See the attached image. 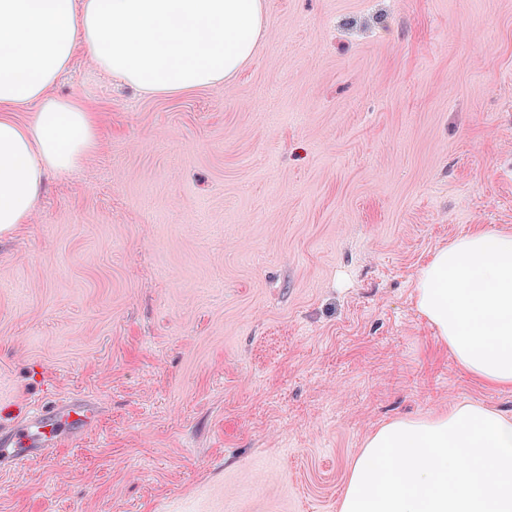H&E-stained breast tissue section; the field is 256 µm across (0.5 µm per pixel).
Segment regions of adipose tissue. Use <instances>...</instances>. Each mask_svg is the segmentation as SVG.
I'll return each mask as SVG.
<instances>
[{
  "instance_id": "obj_1",
  "label": "adipose tissue",
  "mask_w": 512,
  "mask_h": 512,
  "mask_svg": "<svg viewBox=\"0 0 512 512\" xmlns=\"http://www.w3.org/2000/svg\"><path fill=\"white\" fill-rule=\"evenodd\" d=\"M265 6L0 0V233L34 214L47 172L80 167L97 146L94 112L50 93L77 49L148 95L212 87L252 57ZM27 107L31 118L17 120ZM412 297L463 371L512 387V232H470L440 248ZM340 512H512V417L459 403L384 423L350 469Z\"/></svg>"
}]
</instances>
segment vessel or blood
I'll return each mask as SVG.
<instances>
[{
    "mask_svg": "<svg viewBox=\"0 0 512 512\" xmlns=\"http://www.w3.org/2000/svg\"><path fill=\"white\" fill-rule=\"evenodd\" d=\"M97 422L96 409L83 398L41 408L11 429L0 431V463L25 465L50 454L62 442L86 434Z\"/></svg>",
    "mask_w": 512,
    "mask_h": 512,
    "instance_id": "1",
    "label": "vessel or blood"
}]
</instances>
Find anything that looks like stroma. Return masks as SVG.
<instances>
[{"label": "stroma", "mask_w": 512, "mask_h": 512, "mask_svg": "<svg viewBox=\"0 0 512 512\" xmlns=\"http://www.w3.org/2000/svg\"><path fill=\"white\" fill-rule=\"evenodd\" d=\"M229 82L149 97L85 51L97 114L0 237V429H95L0 465V512H337L366 438L512 388L416 311L421 266L512 232V0H266ZM98 413L89 400L42 407L23 422L0 431V463L14 467L50 454L64 441L86 434L96 426Z\"/></svg>", "instance_id": "obj_1"}]
</instances>
